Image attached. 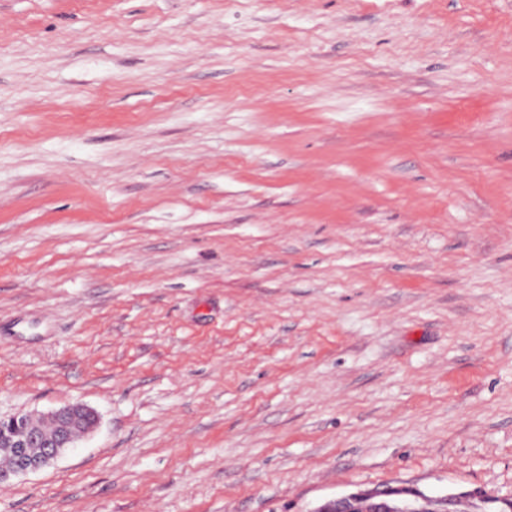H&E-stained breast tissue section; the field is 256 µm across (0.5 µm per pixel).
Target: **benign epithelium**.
I'll list each match as a JSON object with an SVG mask.
<instances>
[{"mask_svg": "<svg viewBox=\"0 0 512 512\" xmlns=\"http://www.w3.org/2000/svg\"><path fill=\"white\" fill-rule=\"evenodd\" d=\"M43 422L53 423V435L42 434L39 425ZM97 423V413L81 403L47 413H20L1 418L0 443L16 450L17 461L11 469L0 470V482L42 470L74 447L78 438L92 432ZM476 503L503 504L512 509V500L499 499L481 490L432 496L419 489L385 486L330 498L314 512H461L462 505Z\"/></svg>", "mask_w": 512, "mask_h": 512, "instance_id": "1", "label": "benign epithelium"}]
</instances>
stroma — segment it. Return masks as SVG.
I'll return each instance as SVG.
<instances>
[{
  "instance_id": "1",
  "label": "stroma",
  "mask_w": 512,
  "mask_h": 512,
  "mask_svg": "<svg viewBox=\"0 0 512 512\" xmlns=\"http://www.w3.org/2000/svg\"><path fill=\"white\" fill-rule=\"evenodd\" d=\"M0 512L512 498V0H0ZM43 422H51L55 432L46 437L39 429ZM98 423L97 413L90 407L73 403L47 413H20L0 419V482L14 477L35 473L69 448L76 440L94 430ZM17 461L15 460V452ZM32 448H38L36 451ZM14 464V465H13ZM9 470L1 471V469ZM476 502L482 506L503 504L512 509V500L499 499L481 490L432 496L419 489L385 486L330 498L313 512H463V504Z\"/></svg>"
}]
</instances>
